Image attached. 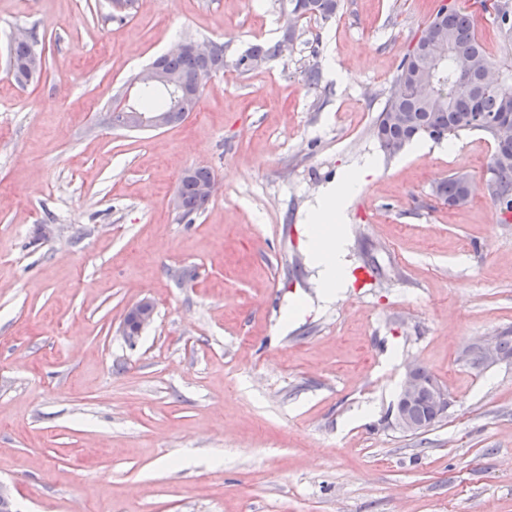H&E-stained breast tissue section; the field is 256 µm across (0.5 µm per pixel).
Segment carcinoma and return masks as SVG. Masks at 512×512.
<instances>
[{"label": "carcinoma", "mask_w": 512, "mask_h": 512, "mask_svg": "<svg viewBox=\"0 0 512 512\" xmlns=\"http://www.w3.org/2000/svg\"><path fill=\"white\" fill-rule=\"evenodd\" d=\"M339 0H288V14L294 25L288 27V37L296 34L295 24L312 17L330 19L336 15ZM493 25L504 47L512 51V4L501 0L495 4ZM447 38L448 68L439 72L435 80L434 97L421 102L404 93V88L421 81L425 61L419 56L427 41ZM14 62V78H34L40 71L32 72L27 63L34 54L30 42H16L10 49ZM281 55L280 42H261L240 53L233 61V68L245 73L252 70L249 60L269 62ZM164 68L173 74L188 78L202 77L208 80L224 70V59L204 60L190 53H182L163 59ZM197 95H182L172 102L169 94L153 89L141 91L139 102L133 105L137 112H163L172 105L186 114L195 111ZM405 112L408 121L390 123L386 114ZM512 115V69L498 66L492 60L476 30L473 15L450 3L440 10L421 30L415 49L404 56L393 87L382 111L374 124V135L381 148L388 154L400 151L406 144L422 137L440 141L448 136H458L465 131H481L493 138L494 149L487 180L488 196L500 213H512V140L493 137L491 127L503 117ZM213 179L205 167L190 169L189 176L180 180L177 193L181 199L183 216L198 212L206 203L197 186ZM438 196L448 204L463 205L471 194L470 182L464 175L454 174L436 186ZM430 394L424 393L419 404L410 409L411 416L432 426L436 419L431 414Z\"/></svg>", "instance_id": "obj_1"}]
</instances>
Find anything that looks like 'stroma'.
<instances>
[{
	"label": "stroma",
	"instance_id": "stroma-1",
	"mask_svg": "<svg viewBox=\"0 0 512 512\" xmlns=\"http://www.w3.org/2000/svg\"><path fill=\"white\" fill-rule=\"evenodd\" d=\"M440 0H0V485L14 512H512V217L485 191L483 132L387 155L373 135ZM32 32L28 86L10 45ZM185 40L224 46L194 112L113 127L130 80ZM319 65L322 81L304 72ZM349 202L347 286L323 303L306 221L365 163ZM210 169L197 214L183 173ZM466 175L469 201L436 185ZM149 298L153 322L122 330ZM304 316L282 317L295 300ZM448 391L420 435L386 422L408 366ZM338 0H288V14L293 16L294 26L288 27V38H294L296 26L302 20L312 17L330 19L336 15ZM281 55L280 51V41L276 42H261L256 43L252 47L246 49L242 53H240L237 58L233 61V68L240 72L245 73L254 68L248 66L246 60H261L264 62H269L277 59ZM259 61H250L249 64L256 65L260 64ZM212 179V172L208 168L197 167L190 169L189 176L180 180L177 189L179 195L176 193L172 199L173 208L181 211L182 205L184 217L197 213L205 205L206 200H209L213 195L215 183ZM202 182L207 183L199 185ZM198 185L199 194L197 192ZM155 316L154 302L148 298H144L137 303L129 306L122 321V328L126 335L134 337L142 329L152 323ZM480 348L486 362L489 363H492L498 359V352L499 356L502 358L511 357L512 336H509L508 331H505L498 336H489L484 339Z\"/></svg>",
	"mask_w": 512,
	"mask_h": 512
}]
</instances>
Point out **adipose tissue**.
Returning a JSON list of instances; mask_svg holds the SVG:
<instances>
[{
	"instance_id": "1",
	"label": "adipose tissue",
	"mask_w": 512,
	"mask_h": 512,
	"mask_svg": "<svg viewBox=\"0 0 512 512\" xmlns=\"http://www.w3.org/2000/svg\"><path fill=\"white\" fill-rule=\"evenodd\" d=\"M371 170L366 164L329 184L309 217L307 237L323 301H333L345 284L344 209Z\"/></svg>"
}]
</instances>
